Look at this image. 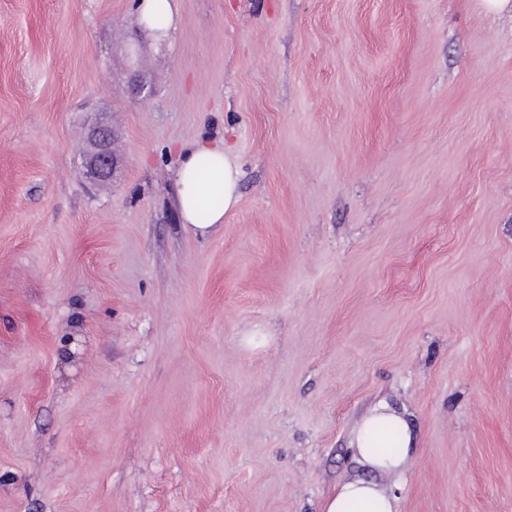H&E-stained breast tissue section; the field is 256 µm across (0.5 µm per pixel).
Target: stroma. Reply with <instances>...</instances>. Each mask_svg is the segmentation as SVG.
<instances>
[{"label":"stroma","mask_w":512,"mask_h":512,"mask_svg":"<svg viewBox=\"0 0 512 512\" xmlns=\"http://www.w3.org/2000/svg\"><path fill=\"white\" fill-rule=\"evenodd\" d=\"M202 136L242 171L206 238ZM382 401L397 475L350 448ZM354 478L512 512V13L178 0L156 45L135 0H0V512H323ZM114 139L112 127L102 119H95L89 124L80 164V174L86 182L101 184L112 181L120 163L114 151ZM203 159L209 161L211 168L209 171L207 163L201 165V174L204 177L210 174L206 179L198 174L199 163ZM240 179V165L224 145H213L209 137L202 136L182 148L175 183L183 223L201 236L216 232L224 222V214L235 209L239 202ZM222 200V208L211 211L205 220L199 219V208L201 215L205 216L210 210L220 207ZM415 443L404 414L381 402L361 418L354 429L350 448L360 463L388 474L402 471L416 449Z\"/></svg>","instance_id":"35a3bbf8"}]
</instances>
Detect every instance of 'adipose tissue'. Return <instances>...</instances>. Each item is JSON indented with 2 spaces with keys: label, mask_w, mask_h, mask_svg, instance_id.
<instances>
[{
  "label": "adipose tissue",
  "mask_w": 512,
  "mask_h": 512,
  "mask_svg": "<svg viewBox=\"0 0 512 512\" xmlns=\"http://www.w3.org/2000/svg\"><path fill=\"white\" fill-rule=\"evenodd\" d=\"M176 8L175 0H138L140 23L153 40L168 37L175 24ZM157 15L162 16V23H154ZM204 159L210 163L206 178L198 174ZM240 179L237 160L225 147L212 144L209 137H200L182 148L175 183L183 223L202 236L216 232L225 212L235 209L239 202ZM212 195L222 198V208L200 217L201 202ZM350 446L360 463L382 474L397 473L414 453L415 437L404 414L382 402L361 418ZM325 512H396V499L375 482L353 479L341 484L328 498Z\"/></svg>",
  "instance_id": "1"
}]
</instances>
